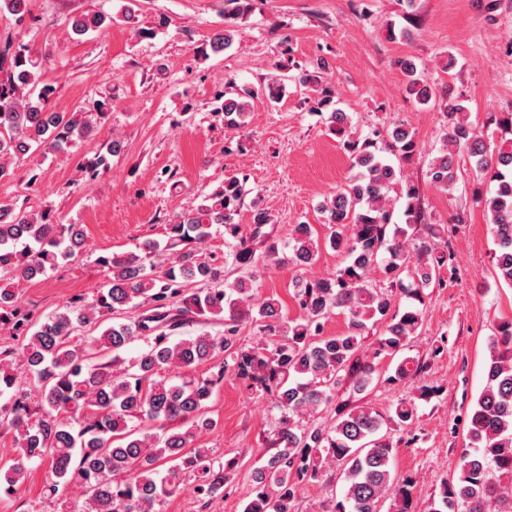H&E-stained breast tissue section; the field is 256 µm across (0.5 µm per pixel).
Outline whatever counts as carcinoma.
Masks as SVG:
<instances>
[{
  "label": "carcinoma",
  "mask_w": 512,
  "mask_h": 512,
  "mask_svg": "<svg viewBox=\"0 0 512 512\" xmlns=\"http://www.w3.org/2000/svg\"><path fill=\"white\" fill-rule=\"evenodd\" d=\"M224 32L199 47L218 53L232 45L235 20L248 10V0H230ZM21 19L28 0H0V13ZM107 17L82 13L70 20L78 36L101 28ZM43 60L23 44L0 43V180L11 176L6 160L42 145L61 150L86 138L93 129L90 114L55 112L50 106L56 87L42 79ZM406 93L427 105L436 88L421 78L416 64L404 62ZM290 76L275 75L256 89L233 96L217 94L224 123L233 130L245 126L250 99L259 95L279 100ZM450 129L448 146L428 165L435 187L446 189L458 177L456 151L467 153L474 180L494 183L485 200L496 240L497 280L512 287V138L489 143L468 119L457 99L445 104ZM349 174L336 194L321 206L328 232L319 237L310 224H296L288 243L272 238L268 212L254 208L250 225L239 220L244 180L224 179L211 204L181 212L167 227L165 245L152 241L143 254L113 253L98 264L104 285L91 302H68L44 319L31 320L15 301L11 284L0 286V328L23 337L15 351H0V411L11 416L20 459L0 465V488L8 493L22 483L24 462L46 461L59 485L77 484L87 495L83 512H157L188 474L197 480L195 492L209 505L223 495L227 474L238 466L229 460L214 468L207 450L193 447L196 431L216 422L206 417V401L213 388L232 370L274 397L281 412L272 440L276 452L251 474L252 499L244 512H291L299 483L318 476L323 456L343 467L345 485L330 512H378L396 481L392 468L390 430L415 420L416 405L399 401L383 415L367 405L338 411L329 430L312 424L299 427L293 417L312 415L327 402L330 391L343 383L363 391L373 380V360L397 359L391 383H401L422 371L403 352L422 326L425 290L443 285L440 271L453 264L448 228L422 224L419 189L401 180L390 160L409 159L418 152L415 135L396 126L386 135L344 141ZM400 187L405 199V223L393 221L390 192ZM224 227L231 262L238 276L222 282L221 267L210 258L180 247L202 246L213 225ZM76 224L60 227L49 215L34 214L13 203L0 202V273L32 280L83 245ZM326 244L347 255L344 266L325 277L302 280L293 291L296 316L271 297L257 299L265 266L290 261L312 264ZM173 256L171 266L154 274L160 253ZM379 270L393 285L403 287L412 305L392 311L391 300L374 288L371 272ZM152 307V314H134L135 300ZM348 320L347 331L323 335L335 311ZM108 312L115 318L100 337L74 335L93 315ZM190 317L224 321V333H203L172 344L167 331ZM258 322L264 341L255 346L238 343L243 322ZM386 322L371 354L362 350L368 322ZM147 341L130 359L123 352L132 341ZM110 351L103 364L89 363L97 351ZM486 385L468 416L469 444L457 477L443 483L429 512H512V319L501 321L487 345ZM228 354L224 367L212 378H200L198 364ZM175 370L178 379L169 377ZM42 382L41 414L32 417L27 394L20 389V372ZM178 426L167 428L171 423Z\"/></svg>",
  "instance_id": "cac0c4a2"
}]
</instances>
